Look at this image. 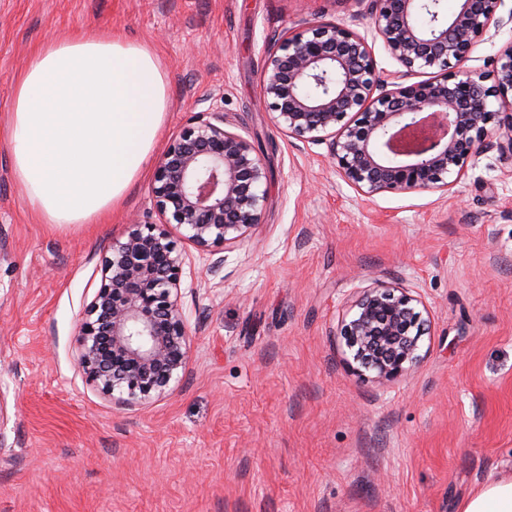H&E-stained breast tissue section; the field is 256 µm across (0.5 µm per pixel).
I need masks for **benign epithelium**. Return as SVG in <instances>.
I'll use <instances>...</instances> for the list:
<instances>
[{
    "label": "benign epithelium",
    "mask_w": 512,
    "mask_h": 512,
    "mask_svg": "<svg viewBox=\"0 0 512 512\" xmlns=\"http://www.w3.org/2000/svg\"><path fill=\"white\" fill-rule=\"evenodd\" d=\"M370 0L374 37L404 71L430 73L386 85L366 37L323 20L274 42L260 98L287 137L330 139L336 172L366 196L445 191L468 162L497 148L512 162V42L492 68L468 66L477 43L497 27L504 0ZM431 15L427 25L420 16ZM498 108H492L493 102ZM184 128L156 162L152 203L159 223L112 243L101 286L86 306L75 361L87 383L126 406L163 396L188 368L190 336L178 302L184 257L170 227L196 250L242 244L261 222L267 170L254 145L224 128V114ZM428 309L403 288L376 281L341 321L346 365L380 384L410 372L423 356Z\"/></svg>",
    "instance_id": "7a95c632"
}]
</instances>
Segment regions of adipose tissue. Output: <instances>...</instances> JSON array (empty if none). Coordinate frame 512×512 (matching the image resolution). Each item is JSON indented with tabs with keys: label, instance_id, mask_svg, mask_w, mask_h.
Masks as SVG:
<instances>
[{
	"label": "adipose tissue",
	"instance_id": "adipose-tissue-1",
	"mask_svg": "<svg viewBox=\"0 0 512 512\" xmlns=\"http://www.w3.org/2000/svg\"><path fill=\"white\" fill-rule=\"evenodd\" d=\"M169 110L149 46L108 31L53 37L18 77L4 132L12 171L44 224H95L121 202L156 146ZM460 512H512V476Z\"/></svg>",
	"mask_w": 512,
	"mask_h": 512
}]
</instances>
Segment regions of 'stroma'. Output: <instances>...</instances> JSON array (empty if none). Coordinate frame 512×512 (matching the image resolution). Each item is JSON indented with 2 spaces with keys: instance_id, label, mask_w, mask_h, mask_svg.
Listing matches in <instances>:
<instances>
[{
  "instance_id": "stroma-1",
  "label": "stroma",
  "mask_w": 512,
  "mask_h": 512,
  "mask_svg": "<svg viewBox=\"0 0 512 512\" xmlns=\"http://www.w3.org/2000/svg\"><path fill=\"white\" fill-rule=\"evenodd\" d=\"M366 0H0V125L33 50L62 32L148 44L166 75L165 150L206 103L270 170L246 242L184 257L188 369L120 408L74 360L113 239L154 224L152 174L97 224H42L0 137V512H459L512 474V163L490 149L448 191L367 197L324 143L260 104L266 49L319 17L369 34ZM478 43L512 41V0ZM223 259L219 276L206 272ZM382 280L421 296V364L380 384L335 331Z\"/></svg>"
}]
</instances>
